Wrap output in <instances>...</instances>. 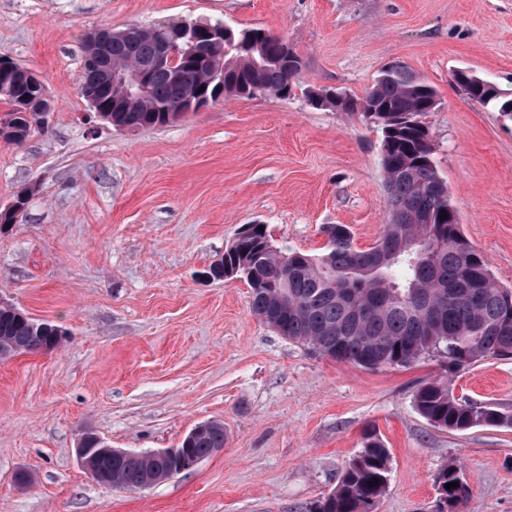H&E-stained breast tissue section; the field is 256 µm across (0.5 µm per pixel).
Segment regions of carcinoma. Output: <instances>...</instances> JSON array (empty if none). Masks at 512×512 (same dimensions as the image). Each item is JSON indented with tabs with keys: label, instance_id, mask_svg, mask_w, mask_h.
Segmentation results:
<instances>
[{
	"label": "carcinoma",
	"instance_id": "obj_1",
	"mask_svg": "<svg viewBox=\"0 0 512 512\" xmlns=\"http://www.w3.org/2000/svg\"><path fill=\"white\" fill-rule=\"evenodd\" d=\"M158 36L153 28L112 40V66L131 63L150 68L149 97L125 112L106 111L112 126H166L183 116V100L224 82V97L249 98L263 92L278 98L293 93L300 71L293 46L258 27H237L224 39L198 45L180 79L153 66ZM0 96L9 110L0 118V138L24 141L45 123L40 92L29 71L11 62L0 72ZM101 84L99 70L83 64L80 90ZM476 102L512 120V94L486 93L461 83ZM435 90L404 65L382 71L373 87L339 108L369 119L382 132L381 165L388 194V219L377 245L358 251L350 229L331 224L319 253L275 246L267 231L252 224L224 252V267L236 270L250 288L253 315L284 338L314 352L365 369L408 367L427 355L457 372L493 356L512 354V290L493 278L485 257L461 231L448 186L439 176L425 117ZM27 102V111L18 110ZM62 331L48 321L20 316L16 307L0 309V347L20 353L51 351ZM416 411L432 426L463 431L480 425L512 428V412L456 398L439 382L414 393ZM348 463L336 490L309 512H369L385 494L389 452L372 429ZM224 447V425L211 427L186 445L187 461L163 464L187 471ZM98 476L116 486L138 490L151 469L140 459H101ZM448 512H459L469 486L443 489Z\"/></svg>",
	"mask_w": 512,
	"mask_h": 512
}]
</instances>
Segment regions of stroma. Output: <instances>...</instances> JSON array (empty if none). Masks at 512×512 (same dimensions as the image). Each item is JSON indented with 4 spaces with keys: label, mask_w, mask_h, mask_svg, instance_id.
Masks as SVG:
<instances>
[{
    "label": "stroma",
    "mask_w": 512,
    "mask_h": 512,
    "mask_svg": "<svg viewBox=\"0 0 512 512\" xmlns=\"http://www.w3.org/2000/svg\"><path fill=\"white\" fill-rule=\"evenodd\" d=\"M184 20L288 36L302 59L292 95L221 100L163 127L101 120L79 90L86 32ZM4 58L42 79L50 111L25 142L0 140V207L27 196L0 229V298L64 336L0 359V512H309L369 427L390 453L374 512H436L451 463L464 512H512V428L448 432L413 406L437 380L512 412V356L452 374L430 358L365 369L279 336L245 282L204 276L246 224L308 253L330 224L357 249L376 243L382 133L305 92L357 99L400 62L436 92L425 122L461 229L512 289V121L455 79L512 92V0H0ZM212 420L223 450L149 489L100 486L76 456L85 429L140 452ZM460 471L454 464H449L448 467L444 468L437 477V482L441 481V487L443 488L442 494H444L448 500V511L457 512L460 511V506L464 505L470 496V489L468 485L459 483ZM449 482H457V487H452L451 490L445 488V484Z\"/></svg>",
    "instance_id": "35a3bbf8"
}]
</instances>
